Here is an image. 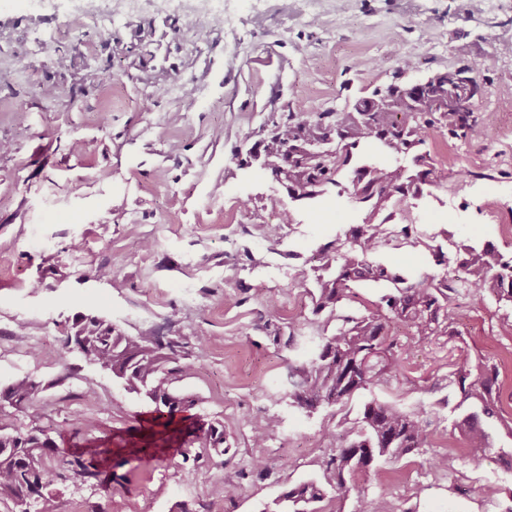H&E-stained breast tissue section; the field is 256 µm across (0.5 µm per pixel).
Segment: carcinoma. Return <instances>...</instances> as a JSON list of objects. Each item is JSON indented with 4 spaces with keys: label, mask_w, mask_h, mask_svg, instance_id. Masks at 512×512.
Returning a JSON list of instances; mask_svg holds the SVG:
<instances>
[{
    "label": "carcinoma",
    "mask_w": 512,
    "mask_h": 512,
    "mask_svg": "<svg viewBox=\"0 0 512 512\" xmlns=\"http://www.w3.org/2000/svg\"><path fill=\"white\" fill-rule=\"evenodd\" d=\"M478 91L469 70L458 68L429 77L420 89L402 83L375 88L371 95L352 106L323 112L314 120H287L274 125L259 141L261 161L281 163L273 170L288 184V199L270 197L266 204L277 211L282 223L293 222L287 200H313L333 193L348 194L364 211L362 223L349 228L320 250V265L313 274L298 276L313 305L312 312L326 311L336 317L344 300L356 297L362 284L384 283L388 291L380 298L386 313L347 315L333 333L311 337V357L296 369L288 399L308 413L320 407H347L361 392L403 378V366L390 334V324L400 325L405 334L419 340L430 336H452L454 307L451 294L464 289L474 300L494 296L496 303L512 308V256L491 243L468 244L459 265L466 276L456 282L446 276L423 274L414 278L374 260L390 234L377 221L391 200L404 203L424 187H437L448 179V171L435 165L421 151L429 131L461 139L487 136L466 104ZM371 140L379 141L393 155L410 164L373 163L355 167L346 184L341 172L350 164L352 149ZM320 146L329 151L325 159L313 153ZM64 346L110 371L124 388L155 405L152 442H169L168 430L174 415L198 404L193 395L178 392L173 384L189 369L187 343L176 336L164 345L153 333L132 335L98 315L74 317ZM499 367L494 362L471 365L464 357L448 374L450 395L457 399L451 408L452 429L464 434L472 462H479L492 447L494 422L501 419L493 387ZM39 385L29 379L0 390V410L11 407L24 412L34 426L23 430L0 420V503H10L15 512H58V502L48 491L57 481L85 483L97 476L84 456H95V446L71 459H56L55 441L37 426L48 404L38 399ZM425 406L371 398L355 418L344 416L348 425L344 441L329 458L324 480L311 479L288 485L274 500V509L263 512H324L327 499L345 500L355 490L346 476L358 473L383 477L381 462L396 460L429 443ZM280 419L268 416L251 427L254 446H262L279 427ZM189 444H198L209 455H224V427L217 421L201 423L191 432ZM356 512H395L384 496H358Z\"/></svg>",
    "instance_id": "carcinoma-1"
}]
</instances>
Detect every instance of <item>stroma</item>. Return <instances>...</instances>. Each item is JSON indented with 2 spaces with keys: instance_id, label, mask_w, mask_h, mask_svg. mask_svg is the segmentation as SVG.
<instances>
[{
  "instance_id": "35a3bbf8",
  "label": "stroma",
  "mask_w": 512,
  "mask_h": 512,
  "mask_svg": "<svg viewBox=\"0 0 512 512\" xmlns=\"http://www.w3.org/2000/svg\"><path fill=\"white\" fill-rule=\"evenodd\" d=\"M234 32L181 15H109L66 32L63 16H41L32 0H0V389L30 377L60 455L84 442L78 416L94 417L109 453L81 487L56 482L59 502L82 500L94 512H262L287 484L323 478L343 429L330 409L309 414L289 404L290 373L310 358L309 339L325 318L303 289L272 274L281 265L311 270L319 249L364 213L349 198L293 202L295 221L275 224L265 198L278 185L239 168L237 153L263 139L288 114L311 117L353 104L394 77L425 81L465 66L484 86L475 102L486 139L455 140L464 161L432 196L411 209L418 232L489 242L512 209V0H485L466 12L460 0H224ZM71 58L56 63L60 54ZM413 69L399 72L402 59ZM115 86L111 108L103 85ZM239 222L224 227L225 205ZM151 248H141L143 240ZM81 251H71V241ZM415 274L439 273L425 247L389 241L375 256ZM112 270V280L100 278ZM278 312H269L267 299ZM301 303L306 329L282 309ZM477 316L455 321L454 338L405 336L402 387L373 397L412 406L448 393L451 353L494 360L512 347V326L491 300L454 297ZM180 320H167L171 309ZM99 315L131 333L156 331L193 341L178 387L199 398L202 420L224 426L223 457L198 448L150 451L154 408L110 371L63 346L75 315ZM25 323L27 337L13 330ZM503 426L481 464L449 457L459 440L448 411L430 414L425 448L385 462L403 485L359 474L360 493L386 496L397 512H512V500L487 497L488 484L512 487V386L497 392ZM281 424L254 447L253 421ZM334 436L322 438V429ZM238 488L224 495L225 485Z\"/></svg>"
}]
</instances>
